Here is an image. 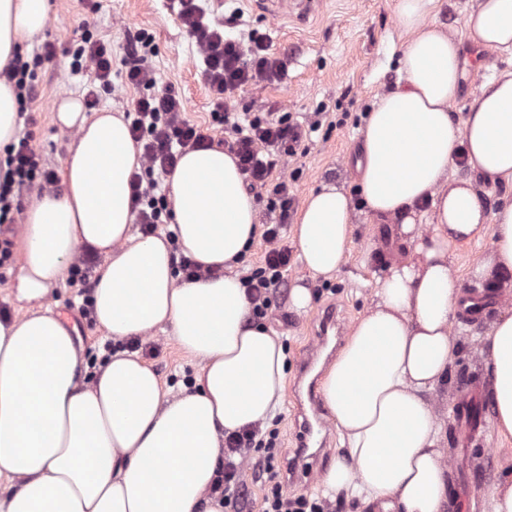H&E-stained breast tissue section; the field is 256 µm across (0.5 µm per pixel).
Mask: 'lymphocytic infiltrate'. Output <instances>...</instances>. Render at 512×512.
<instances>
[{"label":"lymphocytic infiltrate","mask_w":512,"mask_h":512,"mask_svg":"<svg viewBox=\"0 0 512 512\" xmlns=\"http://www.w3.org/2000/svg\"><path fill=\"white\" fill-rule=\"evenodd\" d=\"M182 27L195 41L201 58V75L213 93L212 123L220 137L203 132L187 117L185 100L174 90L154 92L156 83L152 62L154 48L145 35H136L139 53L123 61L129 84L140 94L127 108L131 117L130 132L142 148L141 167L131 176L132 204L143 232H155L159 225L170 223L172 214L165 194L159 191L161 177L170 175L187 151L218 146L234 156L247 189L265 202L269 213L277 214L276 223L267 225L263 240L267 245L261 266L243 276L251 302V316L269 317L272 297L285 281L290 263L283 233L293 200L288 184L276 176L277 167L287 165L297 155L307 153L319 122H298L288 112H239L232 108L230 95L241 86L262 90L280 78L283 64L270 52L263 39L238 40L224 30L222 19L213 16L202 0H173ZM70 56L73 72H88L99 84L86 94L87 106H95L97 92L112 87V50L104 42L84 37L81 44L57 50L45 42L37 56L39 61L52 60L56 53ZM4 172L0 173V224H11L21 210V197L30 189L54 191L58 177L55 170L44 167L33 150L29 136L19 137L5 152ZM273 430L253 426L234 433L224 441V465L214 484L229 512H246L247 490L240 475L251 469L264 478L261 512H325L321 501L304 495H288L279 479L276 440Z\"/></svg>","instance_id":"f902f5d3"}]
</instances>
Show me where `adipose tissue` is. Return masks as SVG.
<instances>
[{"instance_id": "adipose-tissue-1", "label": "adipose tissue", "mask_w": 512, "mask_h": 512, "mask_svg": "<svg viewBox=\"0 0 512 512\" xmlns=\"http://www.w3.org/2000/svg\"><path fill=\"white\" fill-rule=\"evenodd\" d=\"M438 0H395L401 84L368 115L357 182L371 220L396 224L405 252L321 381L344 449L323 476L378 512H446L448 467L430 402L455 359L459 289L453 249L490 240L469 275L512 271V201L487 212L471 179L512 182V69L482 83L453 121L465 47L512 54V0H479L459 40L429 23ZM48 0H0V69L48 20ZM54 121L71 143L58 192L35 194L20 237L19 293L38 301L0 321V512H224L212 488L225 433L283 407L282 345L250 321L232 267L258 237L255 199L223 150L186 152L170 175L183 253L215 278L178 281L166 235L134 229L130 177L141 164L122 113H86L60 97ZM467 167V178L454 176ZM354 203L330 184L306 196L294 239L312 276H329L352 242ZM105 258L93 309L122 340L161 328L200 366L172 392L137 353L117 352L87 377L74 339L41 305L85 247ZM493 429L512 437V314L481 339Z\"/></svg>"}]
</instances>
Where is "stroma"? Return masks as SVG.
<instances>
[{"label":"stroma","mask_w":512,"mask_h":512,"mask_svg":"<svg viewBox=\"0 0 512 512\" xmlns=\"http://www.w3.org/2000/svg\"><path fill=\"white\" fill-rule=\"evenodd\" d=\"M50 13L45 30L23 41L19 53L33 60L43 42L79 45L85 34L109 44L113 58L124 56L127 35L142 31L155 48L153 59L156 87L175 86L187 102L191 121H210L211 93L200 75L195 44L169 10L167 0H49ZM395 0H323L321 7L306 19H272L265 15L259 0H221L213 10L218 17L237 15V36L254 34L267 39L275 57L285 65L283 76L263 91L241 87L233 91L231 102L238 111L251 108L258 99L267 100L277 112H290L298 120L327 113L329 122L314 133L308 154L292 158L288 167L298 170L289 184L294 208H301L308 193L324 184L348 192L356 190V162L366 113L376 95L395 88L398 71L399 32L394 24ZM39 96L27 104L17 121L19 132L29 133L43 163L60 169L69 139L53 122V102L59 96L84 98L91 77L74 73L69 58L59 56L38 68ZM353 237L345 263L329 278L308 276L299 257H292L286 283L276 295L278 306L264 320L265 329L277 336L286 355V376L294 378L300 367L303 348L311 343L313 331L327 307H336L348 323H355L374 299L376 279L401 245L394 224L372 223L362 202H355ZM312 294L309 308L298 312L291 294L296 284ZM61 322L72 332L79 357L89 371L103 365L107 353L106 333L88 323L78 311L82 303L76 288L60 281L46 299ZM485 320L469 324L455 320L452 334L458 342L446 387L434 398L442 422L440 446L455 459L475 462L468 478L450 472L452 489L447 512H490V493L505 474H512V440H498L491 415H484L478 436L470 445L460 446L454 427V405L463 383L474 382L489 405L490 376L480 354L481 336L488 331L501 310H512V298L499 297L486 305ZM140 356L152 364L161 380L179 390L187 372L197 370L196 360L178 347L173 336L160 329L144 338Z\"/></svg>","instance_id":"stroma-1"}]
</instances>
